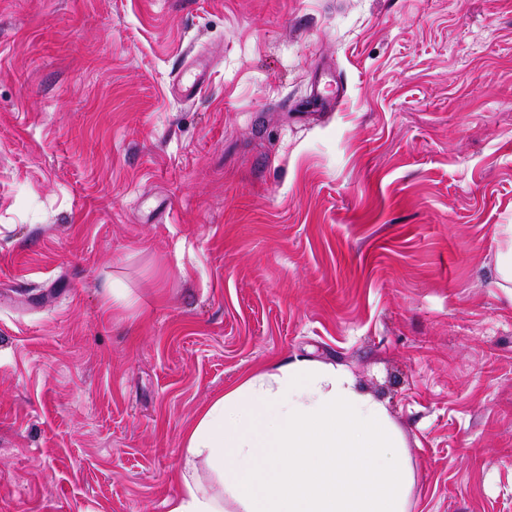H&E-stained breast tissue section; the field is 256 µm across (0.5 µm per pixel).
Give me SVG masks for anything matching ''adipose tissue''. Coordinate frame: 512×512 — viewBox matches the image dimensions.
<instances>
[{
  "label": "adipose tissue",
  "mask_w": 512,
  "mask_h": 512,
  "mask_svg": "<svg viewBox=\"0 0 512 512\" xmlns=\"http://www.w3.org/2000/svg\"><path fill=\"white\" fill-rule=\"evenodd\" d=\"M180 447L166 512H406L388 407L331 362L254 370L198 412Z\"/></svg>",
  "instance_id": "ef3b65f1"
}]
</instances>
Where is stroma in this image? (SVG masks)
Masks as SVG:
<instances>
[{
	"mask_svg": "<svg viewBox=\"0 0 512 512\" xmlns=\"http://www.w3.org/2000/svg\"><path fill=\"white\" fill-rule=\"evenodd\" d=\"M502 224L512 0H0V512H165L296 354L386 401L408 512H512Z\"/></svg>",
	"mask_w": 512,
	"mask_h": 512,
	"instance_id": "obj_1",
	"label": "stroma"
}]
</instances>
